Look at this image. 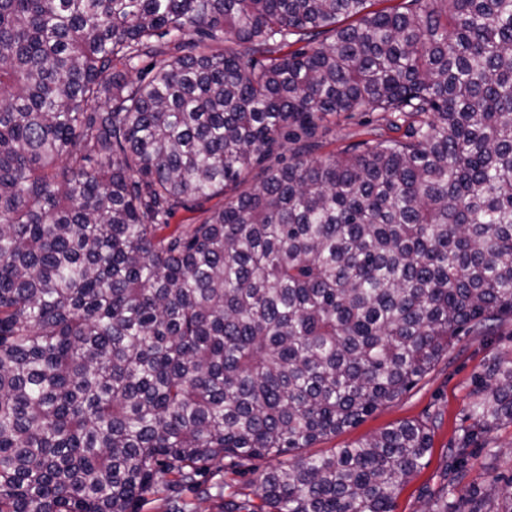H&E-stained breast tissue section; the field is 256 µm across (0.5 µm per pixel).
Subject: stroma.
Wrapping results in <instances>:
<instances>
[{"mask_svg":"<svg viewBox=\"0 0 512 512\" xmlns=\"http://www.w3.org/2000/svg\"><path fill=\"white\" fill-rule=\"evenodd\" d=\"M386 132L380 115L370 120L338 116L325 122L318 134L323 153L338 151L346 145L365 138L368 129ZM512 352V324L502 326L497 335L460 337L450 359L441 361L435 369L398 401L381 408L355 427L320 441L313 447L321 453L344 447L363 436L381 431L399 421H421L438 418L439 426L433 436L432 452L427 465L399 492L395 512H424L426 501L422 488H438L440 474L446 465L443 454L449 439L460 425L465 424L471 381L490 358ZM495 452L479 451L471 460L468 478L474 488H482L484 474L494 469L512 471V427L500 429L494 437Z\"/></svg>","mask_w":512,"mask_h":512,"instance_id":"obj_1","label":"stroma"}]
</instances>
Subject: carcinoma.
I'll return each instance as SVG.
<instances>
[{
	"instance_id": "1",
	"label": "carcinoma",
	"mask_w": 512,
	"mask_h": 512,
	"mask_svg": "<svg viewBox=\"0 0 512 512\" xmlns=\"http://www.w3.org/2000/svg\"><path fill=\"white\" fill-rule=\"evenodd\" d=\"M374 2L0 0V512H394L437 420L308 449L512 323V0ZM467 419L426 512H512V355ZM366 120L370 121L369 124L364 119L347 118L343 115L330 118L318 131L324 145L318 155L324 157L352 142L366 138L367 131L372 128L377 132L388 133L386 122L381 119V114H374ZM494 450L498 455L490 454L486 449L480 450L470 460L472 471L466 483H470L474 488H485L484 473L487 470L497 469L498 472H504L510 475L511 457H512V427L508 426L500 429L493 439ZM257 474L252 475L248 474H237L233 473L230 469H227L223 473L216 475L212 482H222L224 483V493H240V494H249L251 498H255L254 491L255 486L250 483Z\"/></svg>"
}]
</instances>
